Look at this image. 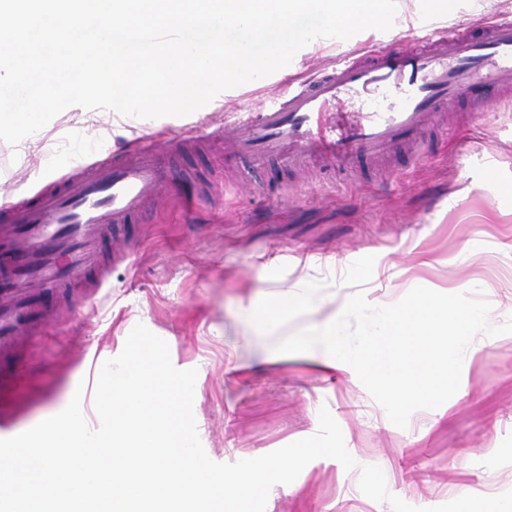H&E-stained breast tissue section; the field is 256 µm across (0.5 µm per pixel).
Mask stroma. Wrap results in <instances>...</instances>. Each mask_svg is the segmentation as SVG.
I'll return each mask as SVG.
<instances>
[{
	"label": "stroma",
	"mask_w": 512,
	"mask_h": 512,
	"mask_svg": "<svg viewBox=\"0 0 512 512\" xmlns=\"http://www.w3.org/2000/svg\"><path fill=\"white\" fill-rule=\"evenodd\" d=\"M406 23L366 30L346 40L308 45L291 64L219 93L184 117L146 119L113 136L119 114L73 106L45 132L49 152L0 141V192L23 204L70 168L99 161L96 142L123 152L152 135L209 128L243 102L273 96L288 79L331 65L338 53L400 45L420 15L401 0ZM434 26L464 31L479 21L512 16V0H444ZM466 106L439 118L419 152L396 147L388 165L325 174L288 173L279 159L256 170L235 164L204 143L187 144L171 162L174 187L149 223L124 225L104 253L123 251L104 282L49 293L53 313L19 351L16 383L0 389V438L22 433L65 408L75 390L90 402L103 363L122 351L137 324L164 339L180 370L197 369L193 411L204 449L215 462L262 456L318 431L328 408L356 460L309 463L288 485L274 486L266 512H392L359 489L358 468L379 466L389 491L410 505L433 507L459 491L491 496L512 489V334L484 337L462 368L458 392L440 408L392 424L354 371L325 375L298 355L268 357L287 337L325 321L350 297L394 303L412 288L483 284L496 323L512 317V93L475 120ZM426 254L431 267L417 264ZM370 257L365 280L348 269ZM308 282L323 306L296 308L274 335L256 336L238 322L257 304L255 289L274 292Z\"/></svg>",
	"instance_id": "1"
}]
</instances>
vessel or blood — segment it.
<instances>
[{"mask_svg":"<svg viewBox=\"0 0 512 512\" xmlns=\"http://www.w3.org/2000/svg\"><path fill=\"white\" fill-rule=\"evenodd\" d=\"M412 37L409 46L340 57L258 107L225 115L222 128L196 127L192 136L223 143L228 162L275 156L291 167L311 160L352 167L360 157L375 161L415 140L435 113L466 99L486 107L512 86V19L463 34L418 30ZM377 94L386 101L382 111L344 118L333 111L343 97ZM178 150L157 138L111 161L71 169L27 206L0 204V358L49 319L42 295L80 280L115 225L153 212L168 182L165 160Z\"/></svg>","mask_w":512,"mask_h":512,"instance_id":"obj_1","label":"vessel or blood"}]
</instances>
